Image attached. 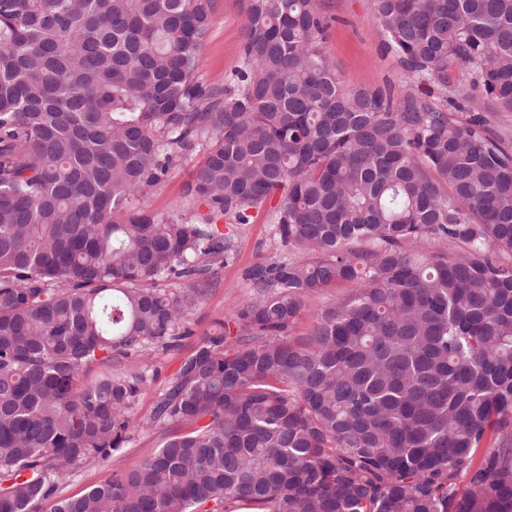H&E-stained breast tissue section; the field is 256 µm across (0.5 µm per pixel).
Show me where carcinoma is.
<instances>
[{"instance_id": "cac0c4a2", "label": "carcinoma", "mask_w": 512, "mask_h": 512, "mask_svg": "<svg viewBox=\"0 0 512 512\" xmlns=\"http://www.w3.org/2000/svg\"><path fill=\"white\" fill-rule=\"evenodd\" d=\"M243 9L204 86L213 0H0V512H512V0H373L401 99L341 85L318 0ZM202 141L207 212L130 207ZM263 210L285 255L133 424L146 372L85 368L178 347ZM244 24L242 0H214L210 37L200 52L196 70L201 84H224V77L240 59ZM352 284L341 285L338 288H330L323 294L318 295L314 298L308 299L305 303L304 310L298 319L295 328V334L305 335L308 333L311 327V314L317 310L321 305L330 303L337 295L349 291L352 288ZM159 439L156 433H135L127 448L107 462L84 467L68 477L60 487V496L81 495L92 487L104 484L115 472L135 469L149 448H153Z\"/></svg>"}]
</instances>
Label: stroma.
I'll use <instances>...</instances> for the list:
<instances>
[{
	"mask_svg": "<svg viewBox=\"0 0 512 512\" xmlns=\"http://www.w3.org/2000/svg\"><path fill=\"white\" fill-rule=\"evenodd\" d=\"M319 7L329 21L323 48L333 61L343 86L373 88L399 98L416 91L411 73L390 49L372 18V0H319ZM245 14L242 0H214L211 33L204 44L196 70L204 85L223 82L237 65L244 41ZM204 155L203 146L177 162L167 178L145 199L140 208L155 214L178 212L193 215L196 202L187 192L193 168ZM283 253L268 212H260L253 223L235 227L234 247L222 268L212 275L202 303L191 310L185 327L188 336L172 351H157L140 359L148 380L142 387L133 420L147 416L154 402L184 357L201 339L213 332L217 322L230 320L240 302L248 298L251 288L244 277L246 270L276 260ZM158 437L152 432L135 433L127 448L107 462L84 467L68 477L60 487L64 496L80 495L107 482L113 473L135 469Z\"/></svg>",
	"mask_w": 512,
	"mask_h": 512,
	"instance_id": "stroma-1",
	"label": "stroma"
}]
</instances>
